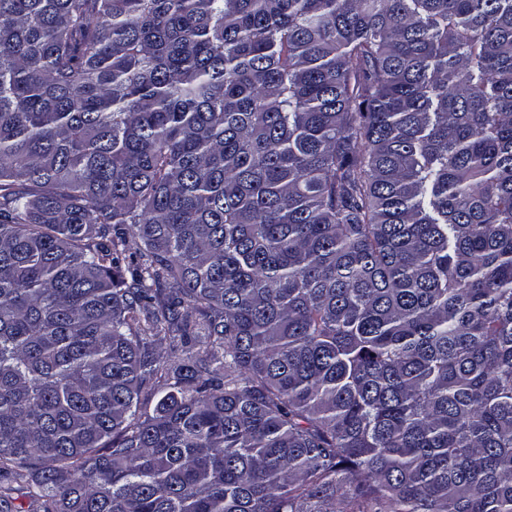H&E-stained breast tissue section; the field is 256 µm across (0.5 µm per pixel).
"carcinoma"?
<instances>
[{"instance_id": "cac0c4a2", "label": "carcinoma", "mask_w": 512, "mask_h": 512, "mask_svg": "<svg viewBox=\"0 0 512 512\" xmlns=\"http://www.w3.org/2000/svg\"><path fill=\"white\" fill-rule=\"evenodd\" d=\"M1 476L512 512V0H0Z\"/></svg>"}]
</instances>
